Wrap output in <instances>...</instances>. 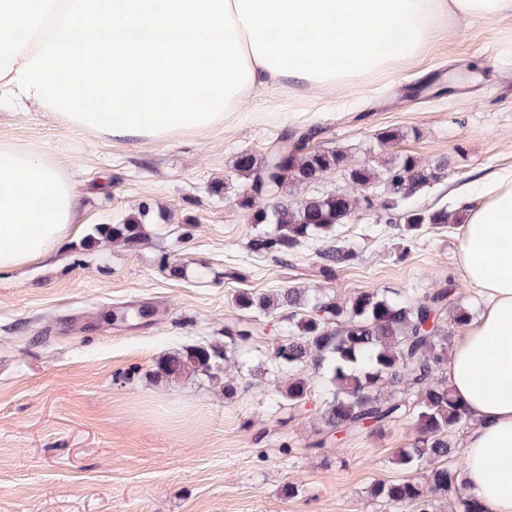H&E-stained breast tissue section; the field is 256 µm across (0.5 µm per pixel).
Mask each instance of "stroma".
Wrapping results in <instances>:
<instances>
[{
	"mask_svg": "<svg viewBox=\"0 0 512 512\" xmlns=\"http://www.w3.org/2000/svg\"><path fill=\"white\" fill-rule=\"evenodd\" d=\"M390 129L402 137L387 144L379 135ZM295 131L346 150L355 166L447 158V179L410 204H448L452 188L512 168V15L440 29L412 61L336 92L249 93L221 124L161 141L0 108V140L53 160L80 203L76 233L38 262L0 271V512H386L370 488L407 478L394 455L415 439L414 421L314 451L317 394L291 416L284 377L263 369L288 337L287 311L259 316L234 397L220 366L176 381L154 375L167 354L223 347L225 325L244 315L241 291L294 286L345 300L460 276L461 229L406 238L374 212L337 226L335 243L356 258L331 281L319 277L314 247L253 252L235 159L267 156ZM143 204L154 216L146 240L88 245L98 225ZM128 307L143 317L115 320Z\"/></svg>",
	"mask_w": 512,
	"mask_h": 512,
	"instance_id": "obj_1",
	"label": "stroma"
}]
</instances>
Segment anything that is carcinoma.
<instances>
[{"label":"carcinoma","mask_w":512,"mask_h":512,"mask_svg":"<svg viewBox=\"0 0 512 512\" xmlns=\"http://www.w3.org/2000/svg\"><path fill=\"white\" fill-rule=\"evenodd\" d=\"M282 149L278 168L271 169L273 155L261 159L243 152L235 170L249 180L238 205L253 224L271 229L254 236L251 247L260 253H292L312 240L324 243L316 252L320 271L326 277L347 267L355 259L352 250L326 243L336 225L352 215L369 211L380 201L383 210L398 214L406 235L426 225L449 228L462 223L448 207L411 208L409 200L421 190L448 176V159L426 166L412 155H402L379 172L352 166L343 150L310 149L299 141ZM342 171L356 189H339L298 201L256 206V196L269 193L264 179H272L280 193L289 186L316 182L324 174ZM150 208L141 205L119 224H106L95 232L114 243L137 244L148 223ZM242 310L268 314L289 310L294 330L274 349L273 365L288 375L282 396L291 415L301 412L311 380L296 369L311 367L321 381L319 419L321 438L315 446L342 444L347 438L374 433L391 422L411 415L417 437L409 448L399 450L395 461L405 470H424L423 479L408 477L379 481L371 489L374 499L392 512H440L448 503L455 512H484L480 503L460 494L464 468L462 450L452 441L453 433L468 421L465 407L437 372L448 366L450 328L467 324L470 313L459 303L457 284L448 276L440 288L402 293L368 288L346 300L309 294L300 288L272 293L241 292L236 298ZM229 343L224 350L193 346L161 360L158 371L167 379L188 374H210L218 359L244 365L247 345L260 330L254 320L242 319L224 326Z\"/></svg>","instance_id":"carcinoma-1"}]
</instances>
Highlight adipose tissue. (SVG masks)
<instances>
[{"label": "adipose tissue", "mask_w": 512, "mask_h": 512, "mask_svg": "<svg viewBox=\"0 0 512 512\" xmlns=\"http://www.w3.org/2000/svg\"><path fill=\"white\" fill-rule=\"evenodd\" d=\"M0 0V105L69 126L163 140L221 123L276 84L336 88L412 60L441 25L512 14V0ZM69 72L61 85V72ZM465 282L483 301L448 360L472 427L465 491L512 512V170L454 192ZM77 194L43 155L0 141V270L70 233Z\"/></svg>", "instance_id": "obj_1"}]
</instances>
